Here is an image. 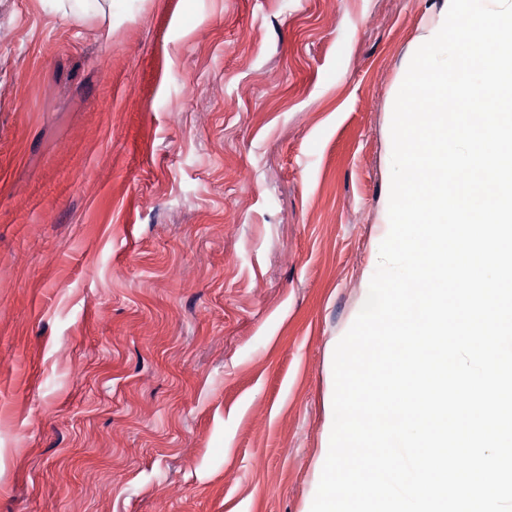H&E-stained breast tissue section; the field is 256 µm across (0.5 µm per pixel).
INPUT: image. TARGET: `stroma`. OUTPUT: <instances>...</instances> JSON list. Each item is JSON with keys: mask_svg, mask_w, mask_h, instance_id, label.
<instances>
[{"mask_svg": "<svg viewBox=\"0 0 512 512\" xmlns=\"http://www.w3.org/2000/svg\"><path fill=\"white\" fill-rule=\"evenodd\" d=\"M432 10L0 0V512H303ZM44 10L54 15L74 18L78 21L87 19L112 23V0H42Z\"/></svg>", "mask_w": 512, "mask_h": 512, "instance_id": "stroma-1", "label": "stroma"}]
</instances>
